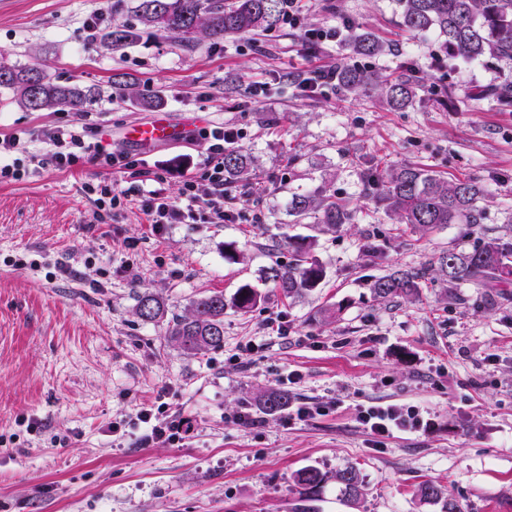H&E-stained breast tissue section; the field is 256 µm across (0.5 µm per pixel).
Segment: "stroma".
I'll return each instance as SVG.
<instances>
[{
	"label": "stroma",
	"mask_w": 512,
	"mask_h": 512,
	"mask_svg": "<svg viewBox=\"0 0 512 512\" xmlns=\"http://www.w3.org/2000/svg\"><path fill=\"white\" fill-rule=\"evenodd\" d=\"M137 4L0 0L1 58L95 90L81 112L2 103L0 135L88 124L123 150L128 126L161 115L232 126L253 160L236 206L263 210L266 221L156 233L133 206L115 221L96 218L81 190L101 175L89 165L0 185V512H440L415 496L426 480L444 486L459 512H512V287L490 298L438 280L419 299L391 302L372 291L390 269L427 268L443 249L512 238V103L494 94L512 82V61L450 64L436 34L400 28L396 0H302L308 24L345 21L379 36L388 49L376 58L350 55L344 40L308 50L284 24L255 32L258 52L243 36L190 49L142 26ZM99 18L137 29V42L118 52L88 43L84 23ZM308 63L409 70L421 88L403 109L336 87L306 95L292 75ZM254 82L265 98H249ZM404 163L482 182L481 222L425 235L393 223L363 176ZM315 192L349 204L355 223L316 234L297 222L292 196ZM311 233L326 277L285 300L262 272L288 263L289 237ZM370 242L382 259L365 256ZM18 256L43 266L15 265ZM245 284L266 301L246 314L226 309L223 346L203 354H183L163 324L135 314L145 292L172 316ZM327 306L336 318L318 316ZM278 316L287 333L268 328ZM291 372L297 383L282 385ZM281 388L289 408L263 412L261 396ZM160 401L189 426L181 443L146 444L129 427L141 406ZM304 404L327 412L297 418ZM361 404L413 405L437 425L377 448L357 420ZM245 405L262 426L233 421ZM308 466L327 480L303 500L293 476ZM349 466L362 478L355 502L335 480Z\"/></svg>",
	"instance_id": "obj_1"
}]
</instances>
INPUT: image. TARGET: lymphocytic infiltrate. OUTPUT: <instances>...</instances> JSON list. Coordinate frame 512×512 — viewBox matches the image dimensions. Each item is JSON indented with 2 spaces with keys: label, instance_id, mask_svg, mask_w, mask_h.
Masks as SVG:
<instances>
[{
  "label": "lymphocytic infiltrate",
  "instance_id": "obj_1",
  "mask_svg": "<svg viewBox=\"0 0 512 512\" xmlns=\"http://www.w3.org/2000/svg\"><path fill=\"white\" fill-rule=\"evenodd\" d=\"M237 137V131L221 124L200 129L196 138L203 146L204 159L198 172H188L185 159L175 166L165 165L168 174L178 166L187 170L176 200L147 183L133 198L118 188L112 174L141 177L144 159L138 152L103 145L89 125L42 127L0 137V184L27 182L49 170L64 172L88 164L110 173L109 178L84 182L82 190L96 210L108 212L112 218H119L133 203L158 229L171 224H260L265 219L262 210L243 213L234 208L232 190L224 177V151ZM358 419L380 440L397 431L425 432L433 425L432 419L413 406H363Z\"/></svg>",
  "mask_w": 512,
  "mask_h": 512
}]
</instances>
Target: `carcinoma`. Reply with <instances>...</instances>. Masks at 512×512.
Here are the masks:
<instances>
[{
  "label": "carcinoma",
  "instance_id": "obj_1",
  "mask_svg": "<svg viewBox=\"0 0 512 512\" xmlns=\"http://www.w3.org/2000/svg\"><path fill=\"white\" fill-rule=\"evenodd\" d=\"M400 24L411 33L435 32L444 41L451 60L477 61L483 58L512 59V0H397ZM142 23L151 28L187 35L188 28L204 38L221 41L277 25L281 20V0H139ZM138 39L132 29H105L102 44L121 50ZM350 47L354 54L375 57L386 44L370 33H356ZM336 80L350 94L362 96L375 91L392 105L402 108L413 102L419 80L412 73L387 77L348 66L336 68ZM0 93L27 110L41 112L67 108L81 112L92 98L89 89L77 84H61L42 67H19L0 60ZM249 157L238 148L224 151V177L234 183L246 174ZM367 185L374 200L398 224L430 233L449 224H478L482 212L478 203L485 196L476 180L450 182L434 172L408 163L386 174L370 173ZM298 219L314 218L317 224L334 229L354 223V213L331 196L296 194L290 202ZM314 237H297L291 243L293 259L288 265L267 267L264 281L273 291L295 300L316 288L326 276L324 266L313 254ZM438 273L448 282L496 288L512 284V242L493 238L481 241L469 251L444 250L436 258ZM426 273L394 270L378 278L372 290L381 300L407 299L419 294ZM266 300L262 292L244 285L230 306L247 312ZM224 293L213 292L194 300L187 312L166 322V336L177 349L200 354L224 345ZM135 314L143 321L164 319L162 303L152 294L138 297ZM291 396L273 390L263 400V408L277 412L288 407ZM324 480L315 468L298 471L293 482L298 494L307 496ZM343 495L355 500L361 495L360 473L347 467L336 473ZM425 503L441 505V512H458L448 491L428 480L417 487Z\"/></svg>",
  "mask_w": 512,
  "mask_h": 512
}]
</instances>
